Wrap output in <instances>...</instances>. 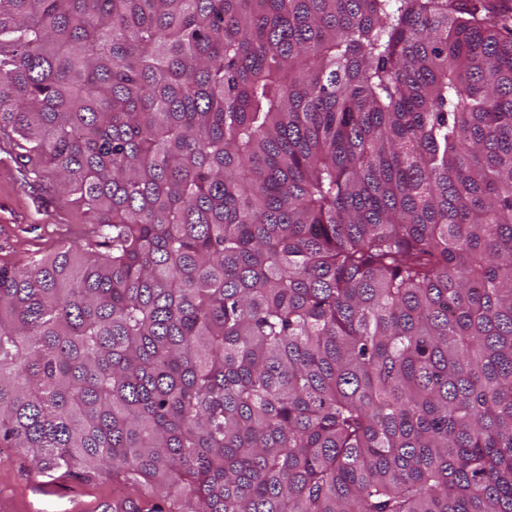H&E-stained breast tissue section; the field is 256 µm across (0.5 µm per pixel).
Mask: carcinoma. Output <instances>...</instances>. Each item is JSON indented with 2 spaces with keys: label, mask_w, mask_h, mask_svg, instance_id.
<instances>
[{
  "label": "carcinoma",
  "mask_w": 512,
  "mask_h": 512,
  "mask_svg": "<svg viewBox=\"0 0 512 512\" xmlns=\"http://www.w3.org/2000/svg\"><path fill=\"white\" fill-rule=\"evenodd\" d=\"M89 214L0 263V447L140 512H512V0H0V141Z\"/></svg>",
  "instance_id": "obj_1"
}]
</instances>
